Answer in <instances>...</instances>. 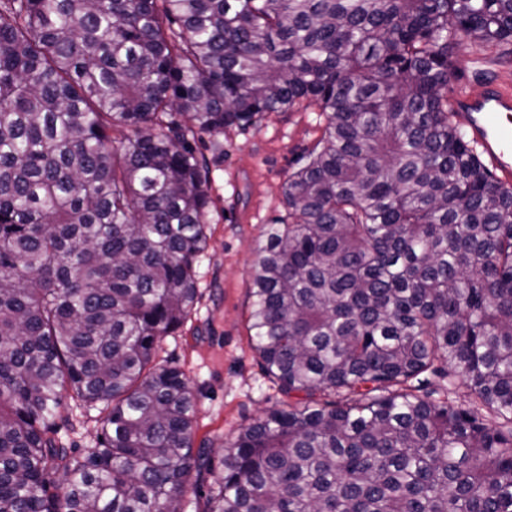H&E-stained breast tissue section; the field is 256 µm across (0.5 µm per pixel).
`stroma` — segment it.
Listing matches in <instances>:
<instances>
[{
  "mask_svg": "<svg viewBox=\"0 0 512 512\" xmlns=\"http://www.w3.org/2000/svg\"><path fill=\"white\" fill-rule=\"evenodd\" d=\"M453 61V95L476 94L490 84L512 92V60L499 48L469 42ZM325 124L319 108L310 105L270 113L243 130L203 133L193 142L206 161L213 200L208 250L198 268L199 300L176 335L164 338L159 356L179 366L194 386L193 441L211 454L266 410L289 403L250 346L253 249L266 225L286 219L282 187L298 159L321 139ZM62 414L65 447H93L101 432L100 408H80L69 399Z\"/></svg>",
  "mask_w": 512,
  "mask_h": 512,
  "instance_id": "obj_1",
  "label": "stroma"
}]
</instances>
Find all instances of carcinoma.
<instances>
[{
	"instance_id": "carcinoma-1",
	"label": "carcinoma",
	"mask_w": 512,
	"mask_h": 512,
	"mask_svg": "<svg viewBox=\"0 0 512 512\" xmlns=\"http://www.w3.org/2000/svg\"><path fill=\"white\" fill-rule=\"evenodd\" d=\"M467 40L511 46L512 0H0V512H185L194 475L203 512H512V187L448 120ZM305 103L248 313L304 400L216 460L156 363L208 246L190 140ZM68 391L108 410L80 453Z\"/></svg>"
}]
</instances>
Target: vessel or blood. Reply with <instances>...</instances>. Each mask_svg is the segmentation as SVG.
Masks as SVG:
<instances>
[{
    "mask_svg": "<svg viewBox=\"0 0 512 512\" xmlns=\"http://www.w3.org/2000/svg\"><path fill=\"white\" fill-rule=\"evenodd\" d=\"M467 126L504 179L512 178V93L487 92L456 102Z\"/></svg>",
    "mask_w": 512,
    "mask_h": 512,
    "instance_id": "1",
    "label": "vessel or blood"
}]
</instances>
